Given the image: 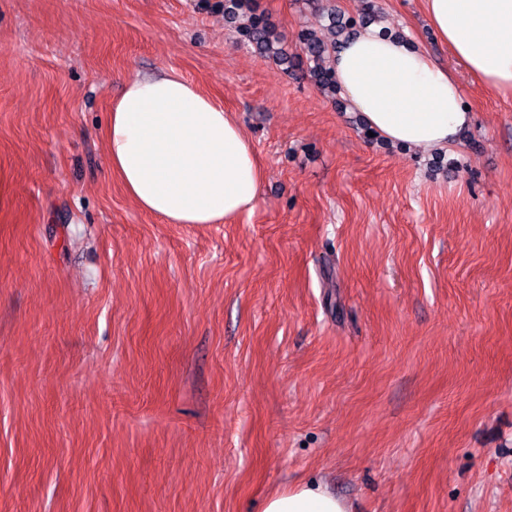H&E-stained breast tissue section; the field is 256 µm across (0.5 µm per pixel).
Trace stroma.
Instances as JSON below:
<instances>
[{
	"mask_svg": "<svg viewBox=\"0 0 512 512\" xmlns=\"http://www.w3.org/2000/svg\"><path fill=\"white\" fill-rule=\"evenodd\" d=\"M257 3L288 53L321 27ZM375 4L461 83L456 146L369 136L201 0H0V512H512V98ZM171 70L251 142L253 212L168 224L112 176V100ZM262 512H351V509L328 485L309 483L287 486L271 495Z\"/></svg>",
	"mask_w": 512,
	"mask_h": 512,
	"instance_id": "obj_1",
	"label": "stroma"
}]
</instances>
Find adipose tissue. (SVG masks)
Returning <instances> with one entry per match:
<instances>
[{"mask_svg":"<svg viewBox=\"0 0 512 512\" xmlns=\"http://www.w3.org/2000/svg\"><path fill=\"white\" fill-rule=\"evenodd\" d=\"M455 57L487 89L512 97V0H423ZM336 84L385 141L439 151L471 120L461 86L426 50L366 26L333 56ZM111 171L145 213L168 224H221L254 209L262 173L222 104L169 71L125 82L104 130ZM263 512H351L328 485L283 488Z\"/></svg>","mask_w":512,"mask_h":512,"instance_id":"ef3b65f1","label":"adipose tissue"}]
</instances>
